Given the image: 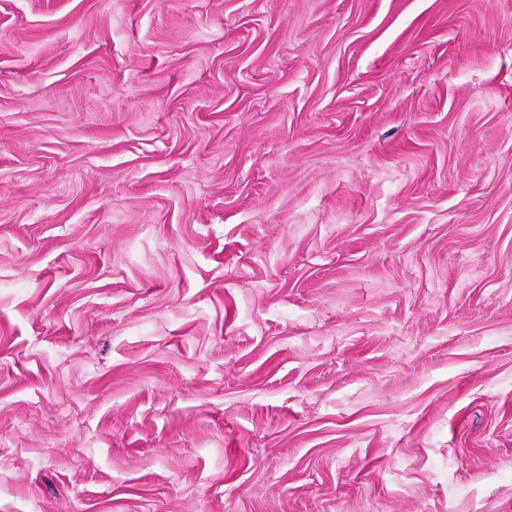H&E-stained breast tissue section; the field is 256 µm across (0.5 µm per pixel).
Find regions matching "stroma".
Returning <instances> with one entry per match:
<instances>
[{"label": "stroma", "instance_id": "stroma-1", "mask_svg": "<svg viewBox=\"0 0 512 512\" xmlns=\"http://www.w3.org/2000/svg\"><path fill=\"white\" fill-rule=\"evenodd\" d=\"M0 512H512V0H0Z\"/></svg>", "mask_w": 512, "mask_h": 512}]
</instances>
